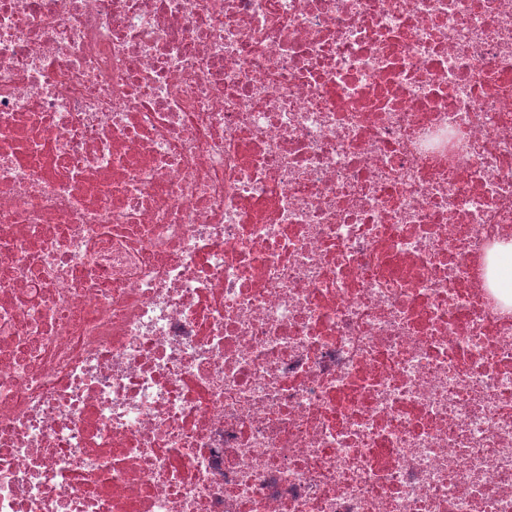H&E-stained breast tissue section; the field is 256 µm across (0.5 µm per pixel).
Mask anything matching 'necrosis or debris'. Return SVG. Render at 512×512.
Listing matches in <instances>:
<instances>
[{
	"instance_id": "1",
	"label": "necrosis or debris",
	"mask_w": 512,
	"mask_h": 512,
	"mask_svg": "<svg viewBox=\"0 0 512 512\" xmlns=\"http://www.w3.org/2000/svg\"><path fill=\"white\" fill-rule=\"evenodd\" d=\"M512 0H0V512H512Z\"/></svg>"
}]
</instances>
